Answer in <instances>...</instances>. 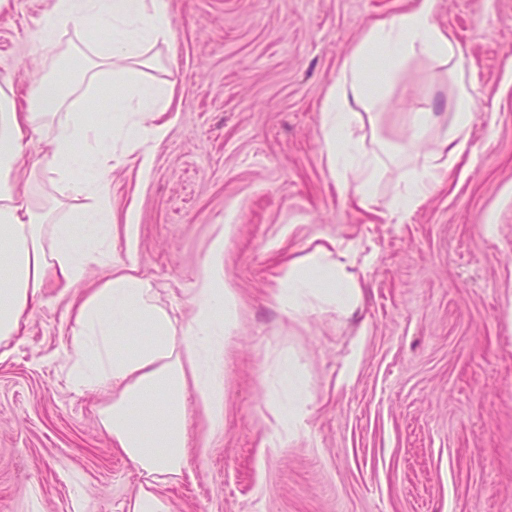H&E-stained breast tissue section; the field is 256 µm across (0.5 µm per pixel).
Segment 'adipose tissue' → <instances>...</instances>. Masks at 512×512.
<instances>
[{
    "label": "adipose tissue",
    "instance_id": "adipose-tissue-1",
    "mask_svg": "<svg viewBox=\"0 0 512 512\" xmlns=\"http://www.w3.org/2000/svg\"><path fill=\"white\" fill-rule=\"evenodd\" d=\"M438 4L415 0L410 10L372 26L343 61L321 117L323 153L339 191L368 207L384 162L379 154L361 150L355 131L363 124V111L383 109L387 102L384 87L367 82L368 60L380 50L393 69L417 54L452 65L457 83L448 132L428 142L432 107L410 115L411 165L388 213L397 223L469 147L474 79L466 74L461 47L434 22ZM68 27L104 32L93 50L96 72L140 64L148 43L174 38L168 0H52L35 32L36 48L54 50ZM76 92L73 84L38 76L20 97L11 82H0V341L21 334L29 313L44 304L47 285L55 284L68 299L72 321L71 388L83 394L111 389L100 422L113 448L146 475L180 476L190 455L184 398L191 394L201 403L209 435L224 425V350L237 312V296L224 282V238L216 236L195 276L188 299L192 316L182 329L157 304L135 249L113 259L106 278L89 281V263L99 261L112 241L106 176L130 153L140 171L149 169L167 132L161 117L171 95L163 87L127 83L122 110L104 135L93 113L72 111ZM87 147L97 163L74 179L72 171L83 164ZM22 162L30 175L24 186L16 178ZM43 181L85 199L80 223L64 217L49 221L41 205ZM351 253L348 247L333 254L319 247L307 266L289 263L273 293L289 320L356 311L363 289L347 270ZM137 330L144 340H133ZM280 378L287 397L274 411V433L294 437L312 413L310 380L293 359L283 363Z\"/></svg>",
    "mask_w": 512,
    "mask_h": 512
}]
</instances>
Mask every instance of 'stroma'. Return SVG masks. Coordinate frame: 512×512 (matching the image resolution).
<instances>
[{
  "label": "stroma",
  "instance_id": "stroma-1",
  "mask_svg": "<svg viewBox=\"0 0 512 512\" xmlns=\"http://www.w3.org/2000/svg\"><path fill=\"white\" fill-rule=\"evenodd\" d=\"M51 0H0V80H70L102 117L116 99L83 82L84 34L48 59L32 33ZM412 0H170L175 39L151 44L144 85L173 101L151 169L109 177L112 227H137L140 268L177 327L223 225L238 319L224 367V428L160 482L172 512H512V0H440L437 25L476 82L469 149L401 224L341 196L322 155L321 112L344 58ZM454 75L425 55L392 80L366 151L406 141L431 103L445 135ZM354 243V316L289 321L272 299L289 262ZM21 336L0 343V512H128L147 479L113 449L99 410L111 390L68 382L71 322L54 287ZM360 350L350 385L337 380ZM307 370L313 411L297 438L263 448L276 366Z\"/></svg>",
  "mask_w": 512,
  "mask_h": 512
}]
</instances>
